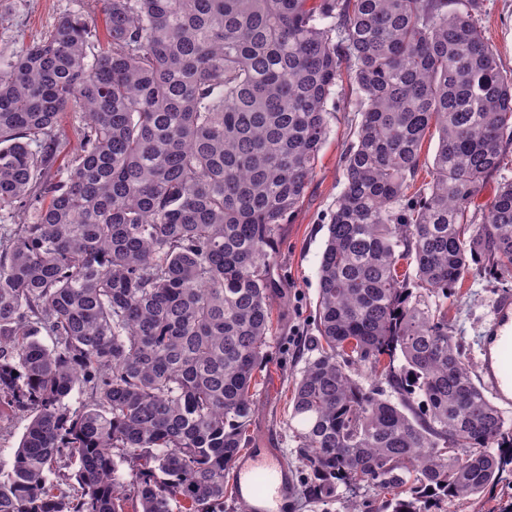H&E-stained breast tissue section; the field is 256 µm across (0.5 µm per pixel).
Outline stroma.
Instances as JSON below:
<instances>
[{"instance_id": "35a3bbf8", "label": "stroma", "mask_w": 512, "mask_h": 512, "mask_svg": "<svg viewBox=\"0 0 512 512\" xmlns=\"http://www.w3.org/2000/svg\"><path fill=\"white\" fill-rule=\"evenodd\" d=\"M75 0H0V46L12 48L48 33ZM473 13L485 30L504 70L512 69V0H474ZM357 93L342 78L327 103L330 132L319 154L304 197L277 232L276 269L280 286L273 300L274 329L257 392L258 411L250 434L257 448L288 454V411L291 379L298 376L311 352L312 312L318 289V267L327 240V224L343 189L341 158L360 120ZM512 293V282L476 272L458 284L457 301L448 308L455 335L465 340L472 365H479L476 338L496 299Z\"/></svg>"}]
</instances>
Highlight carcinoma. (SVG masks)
<instances>
[{
	"instance_id": "carcinoma-1",
	"label": "carcinoma",
	"mask_w": 512,
	"mask_h": 512,
	"mask_svg": "<svg viewBox=\"0 0 512 512\" xmlns=\"http://www.w3.org/2000/svg\"><path fill=\"white\" fill-rule=\"evenodd\" d=\"M0 48V419L29 423L0 512H224L250 447L275 236L303 198L342 75V157L288 414L303 495L458 512L512 464L448 300L512 280V71L448 0H98ZM78 145L57 165L63 111ZM439 133L415 195L422 142ZM47 335V346L40 335ZM387 389H381V385ZM84 399L69 402L74 389ZM504 180H512L511 162H509V165H507L506 168H503L486 178L478 197L475 199L476 206L486 204L495 194L498 185L501 182H504Z\"/></svg>"
}]
</instances>
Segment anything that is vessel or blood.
Instances as JSON below:
<instances>
[{"mask_svg": "<svg viewBox=\"0 0 512 512\" xmlns=\"http://www.w3.org/2000/svg\"><path fill=\"white\" fill-rule=\"evenodd\" d=\"M480 383L500 405L512 406V295L498 298L492 319L482 338ZM275 449L253 448L233 467L239 485L282 490V469Z\"/></svg>", "mask_w": 512, "mask_h": 512, "instance_id": "1", "label": "vessel or blood"}]
</instances>
